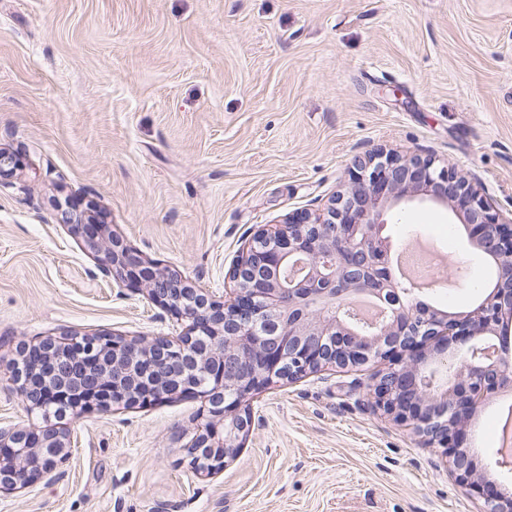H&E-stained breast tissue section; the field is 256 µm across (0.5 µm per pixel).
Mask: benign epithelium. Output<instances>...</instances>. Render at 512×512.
<instances>
[{
  "label": "benign epithelium",
  "instance_id": "benign-epithelium-1",
  "mask_svg": "<svg viewBox=\"0 0 512 512\" xmlns=\"http://www.w3.org/2000/svg\"><path fill=\"white\" fill-rule=\"evenodd\" d=\"M19 157L0 147V181L15 176ZM429 201L450 208L469 238L496 268L481 299L465 312L415 304L402 296L388 267L382 236L389 208ZM74 228L93 249L102 232L94 211ZM98 270L104 277L144 285L149 298L184 323L176 336L150 341L113 336L91 341L103 347L102 367L65 356L88 338L47 337L35 348L50 363L54 387L34 383L23 370L13 380L30 408L71 403L72 414L133 408L163 396H201L209 419L187 452L193 465L213 475L236 454L252 423L244 406L278 380L294 381L324 367L385 364L373 378L376 403L410 422L425 442L442 449L456 480L482 488L484 512H512V496L479 484L472 457L462 448L470 415L498 390L512 386V363L488 351L486 340L512 320V217L496 212L477 186L429 157L377 151L350 171V185L325 211L297 210L281 224L264 225L230 274L234 287L216 300L209 290L159 269L112 236ZM358 294L385 301L390 316L378 327L356 326L347 307ZM211 337L202 354L209 382L186 376L174 390L162 371L184 366L193 337ZM469 357L458 362L451 384L437 385L434 354L451 345ZM70 437L50 420L33 430L0 429V492L26 488L52 474L68 455Z\"/></svg>",
  "mask_w": 512,
  "mask_h": 512
}]
</instances>
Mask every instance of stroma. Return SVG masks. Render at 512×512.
Returning a JSON list of instances; mask_svg holds the SVG:
<instances>
[{"instance_id":"obj_1","label":"stroma","mask_w":512,"mask_h":512,"mask_svg":"<svg viewBox=\"0 0 512 512\" xmlns=\"http://www.w3.org/2000/svg\"><path fill=\"white\" fill-rule=\"evenodd\" d=\"M0 427L43 425L16 392L20 346L45 337L151 339L178 324L145 288L95 274L64 212L96 205L108 233L223 298L245 244L324 209L355 159L435 157L512 213V0H0ZM448 209L386 217L391 247L426 236L462 261L430 305L463 312L494 267ZM373 365L277 383L213 477L185 448L199 397L112 407L65 424L54 482L0 493V512H481L440 449L375 407ZM467 421L485 480L498 406Z\"/></svg>"}]
</instances>
